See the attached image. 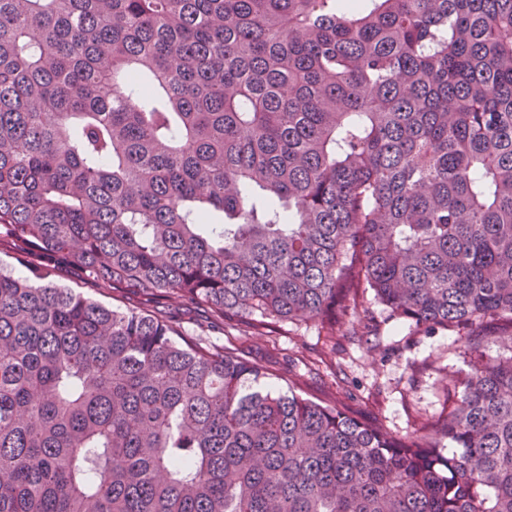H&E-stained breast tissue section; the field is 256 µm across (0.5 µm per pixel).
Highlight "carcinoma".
<instances>
[{
	"mask_svg": "<svg viewBox=\"0 0 512 512\" xmlns=\"http://www.w3.org/2000/svg\"><path fill=\"white\" fill-rule=\"evenodd\" d=\"M2 241L0 512H512V0H0ZM62 265L471 368L396 439Z\"/></svg>",
	"mask_w": 512,
	"mask_h": 512,
	"instance_id": "obj_1",
	"label": "carcinoma"
}]
</instances>
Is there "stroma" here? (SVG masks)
Here are the masks:
<instances>
[{
  "label": "stroma",
  "mask_w": 512,
  "mask_h": 512,
  "mask_svg": "<svg viewBox=\"0 0 512 512\" xmlns=\"http://www.w3.org/2000/svg\"><path fill=\"white\" fill-rule=\"evenodd\" d=\"M57 280L110 307L139 308L144 303L141 295L112 289L73 266L60 267ZM153 308L181 331L238 349L280 381L298 377L303 396L377 422L395 438L425 423L438 426L448 411L449 375L461 377L470 370L464 334L416 331L391 318L369 292L360 296L355 313L344 318L341 335L333 341L312 324L285 323L257 331L214 323L204 309L167 299L157 300Z\"/></svg>",
  "instance_id": "35a3bbf8"
}]
</instances>
